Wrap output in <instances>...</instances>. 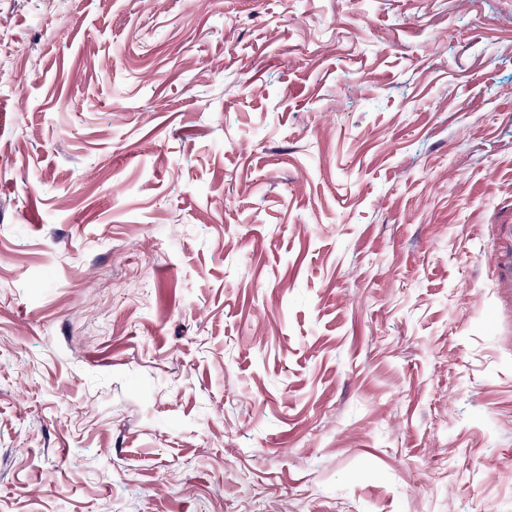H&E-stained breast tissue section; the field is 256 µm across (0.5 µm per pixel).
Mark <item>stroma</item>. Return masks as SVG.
Here are the masks:
<instances>
[{
    "mask_svg": "<svg viewBox=\"0 0 512 512\" xmlns=\"http://www.w3.org/2000/svg\"><path fill=\"white\" fill-rule=\"evenodd\" d=\"M0 0V512H512V0Z\"/></svg>",
    "mask_w": 512,
    "mask_h": 512,
    "instance_id": "stroma-1",
    "label": "stroma"
}]
</instances>
